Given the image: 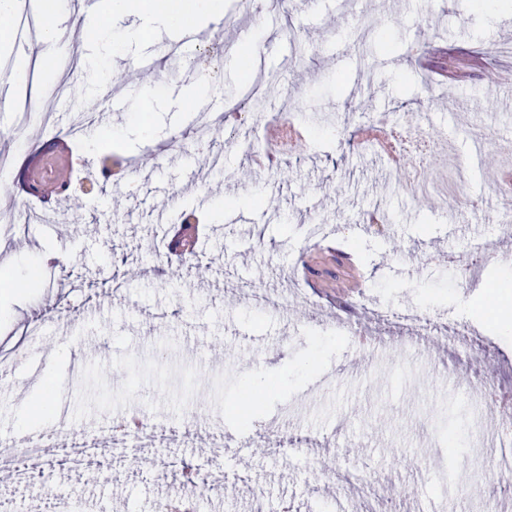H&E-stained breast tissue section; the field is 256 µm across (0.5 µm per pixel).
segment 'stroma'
<instances>
[{"label":"stroma","mask_w":512,"mask_h":512,"mask_svg":"<svg viewBox=\"0 0 512 512\" xmlns=\"http://www.w3.org/2000/svg\"><path fill=\"white\" fill-rule=\"evenodd\" d=\"M95 16L67 14L83 35L73 63L53 79L32 63L26 139L13 136L16 112L0 111V148L14 159L28 149L32 171L74 112L106 111L115 97L123 112L94 132L133 113L161 140L113 147V158L158 150L165 160L131 189L74 144L56 223L20 231L28 191L0 187V347L24 343L0 376V441L18 439L23 418L37 434L89 435L134 411L194 420L196 438L149 452L130 438L81 476L60 469L0 484V496L25 507L71 489L81 512H159L186 493L185 461L201 479L221 474L202 512H254L259 493L282 512H364L351 482L365 467L401 491L380 512H457L469 491L471 512L488 499L512 512V480L495 471L497 419L473 389L487 374L512 398V336L502 334L512 232L500 220L512 198V106L485 92L492 75L512 74V56L487 54L512 42V0H407L398 11L389 0H223L221 23L206 30L217 60L207 98L224 117L219 176L191 141L198 114L184 105L182 73L195 53L179 49L180 29L131 14L95 38ZM259 22L271 36L235 60L228 31ZM164 50L160 78L111 84ZM285 112L297 136L284 154ZM379 114L448 141L451 156L427 170L445 194H415L412 157L391 173L365 137ZM244 135L277 153L279 169L254 173L230 145ZM185 208L200 218L187 262L169 249ZM46 251L65 261L33 277ZM258 294L278 302L255 304ZM463 326L471 341L445 346ZM37 400L54 404L50 423L27 417ZM244 404L246 425L230 417ZM280 429L292 451L268 447Z\"/></svg>","instance_id":"35a3bbf8"}]
</instances>
